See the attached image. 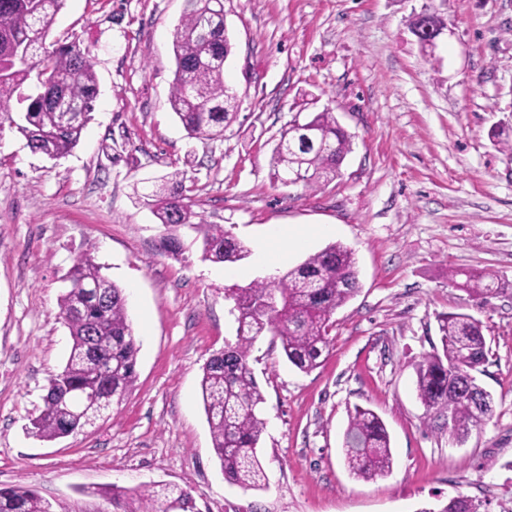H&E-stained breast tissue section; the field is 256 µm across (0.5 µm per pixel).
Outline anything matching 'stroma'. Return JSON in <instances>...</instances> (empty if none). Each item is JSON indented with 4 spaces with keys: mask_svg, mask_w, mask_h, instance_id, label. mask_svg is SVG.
Listing matches in <instances>:
<instances>
[{
    "mask_svg": "<svg viewBox=\"0 0 512 512\" xmlns=\"http://www.w3.org/2000/svg\"><path fill=\"white\" fill-rule=\"evenodd\" d=\"M185 6L66 0L46 42L89 46L92 120L59 160L0 128V486L34 489L57 512H102L84 487L159 481L190 490L199 512H434L459 496L512 512V150L491 138H512V0H224V78L240 106L215 140L188 138L168 102ZM429 6L448 24L430 57L411 32ZM306 92L335 112L352 149L337 177L286 185L272 150L289 121L309 117ZM181 169L199 220L224 225L247 258L203 260L196 232L165 230L138 202ZM274 224L332 226L287 264L342 243L358 290L333 314L315 370L288 363L272 334L253 344L268 484L244 490L213 453L200 381L236 336L225 291L266 277L258 248ZM168 232L179 256L161 248ZM85 253L125 290L137 380L95 426L43 441L29 420L68 357L59 298ZM475 270L510 286L473 301L448 275ZM460 311L484 325L478 378L493 412L458 443L426 418L415 366L440 344L439 316ZM358 406L390 434L385 477L357 480L344 465Z\"/></svg>",
    "mask_w": 512,
    "mask_h": 512,
    "instance_id": "1",
    "label": "stroma"
}]
</instances>
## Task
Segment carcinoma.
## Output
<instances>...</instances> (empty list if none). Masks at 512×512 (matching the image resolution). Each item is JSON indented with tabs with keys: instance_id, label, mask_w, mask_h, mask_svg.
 Wrapping results in <instances>:
<instances>
[{
	"instance_id": "cac0c4a2",
	"label": "carcinoma",
	"mask_w": 512,
	"mask_h": 512,
	"mask_svg": "<svg viewBox=\"0 0 512 512\" xmlns=\"http://www.w3.org/2000/svg\"><path fill=\"white\" fill-rule=\"evenodd\" d=\"M65 0H0V128L4 123L25 138L34 153L56 160L70 154L92 120L98 95L95 64L78 40L53 49L45 37ZM175 71L169 105L190 138L221 137L239 108L238 98L224 82V60L233 44L224 29L223 0H187L173 33ZM54 77V84L36 85L22 93L31 74ZM24 105L13 117L12 99ZM315 143L299 146V131L289 123L273 149L274 178L290 175L311 186L337 175L350 152L351 137L334 112L325 108L305 121ZM186 173L176 170L154 184L149 194L153 214L162 226H189L202 238V258L236 263L248 250L221 224L193 222L196 214L184 202ZM102 281L109 300L84 303L81 286ZM458 287L479 299L500 288L495 278L465 274ZM358 290L351 249L332 243L280 276L230 288L237 323L235 341L213 354L203 367L201 395L212 447L224 478L245 490L260 489L266 477L258 455L265 429L260 406L264 397L249 358L254 341L269 332L276 336L287 361L303 372L319 367L330 345L332 315ZM60 316L72 345L62 369L49 384L40 413L31 419V433L52 441L93 426L120 405L136 381L138 347L126 310L124 290L101 273L91 254L73 266L70 288L61 296ZM441 348L423 356L416 366V391L426 413L444 420L448 435L465 439L492 412L487 394L479 406L468 395L480 386L477 374L488 361L489 347L482 322L469 313L439 318ZM344 461L349 473L369 481L389 474L393 466L390 437L372 410L357 407L344 433ZM83 494L101 497L112 512H172V502L189 491L153 483L135 489L89 488ZM0 512H54L50 501L31 488L0 487ZM476 512L472 501L459 496L439 510Z\"/></svg>"
}]
</instances>
